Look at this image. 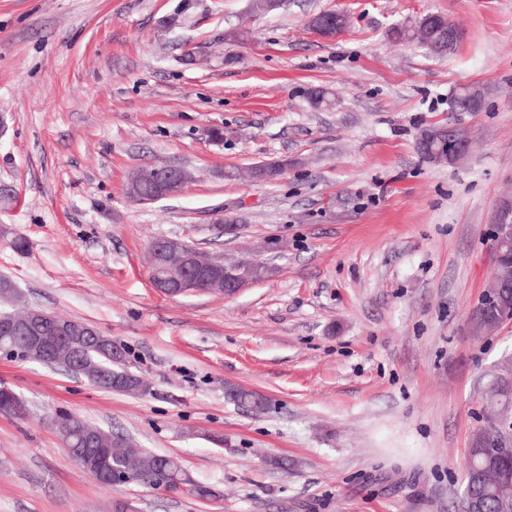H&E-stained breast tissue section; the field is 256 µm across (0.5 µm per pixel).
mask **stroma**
Listing matches in <instances>:
<instances>
[{"instance_id":"stroma-1","label":"stroma","mask_w":512,"mask_h":512,"mask_svg":"<svg viewBox=\"0 0 512 512\" xmlns=\"http://www.w3.org/2000/svg\"><path fill=\"white\" fill-rule=\"evenodd\" d=\"M249 4L0 0V186L18 196L0 200V274L111 337L149 385L0 355L31 410L0 416V512L463 510L478 415L512 385V319L485 342L470 330L512 204V0ZM325 10L350 18L332 39L308 26ZM430 13L462 31L453 51L390 39ZM462 86L483 90L478 111H452ZM435 123L465 132L460 163L417 155ZM281 159L274 184L246 178ZM154 163L195 179L136 203L128 180ZM228 218L237 232L219 234ZM162 236L273 274L233 297L166 296L147 260ZM67 414L177 457L217 497L102 488L60 441Z\"/></svg>"}]
</instances>
